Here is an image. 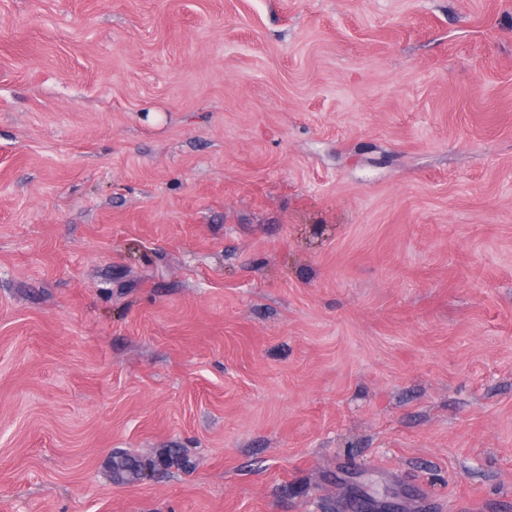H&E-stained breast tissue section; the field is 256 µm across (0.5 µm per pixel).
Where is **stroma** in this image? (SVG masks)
Returning a JSON list of instances; mask_svg holds the SVG:
<instances>
[{
    "mask_svg": "<svg viewBox=\"0 0 512 512\" xmlns=\"http://www.w3.org/2000/svg\"><path fill=\"white\" fill-rule=\"evenodd\" d=\"M363 495L512 512V0H0V512Z\"/></svg>",
    "mask_w": 512,
    "mask_h": 512,
    "instance_id": "35a3bbf8",
    "label": "stroma"
}]
</instances>
